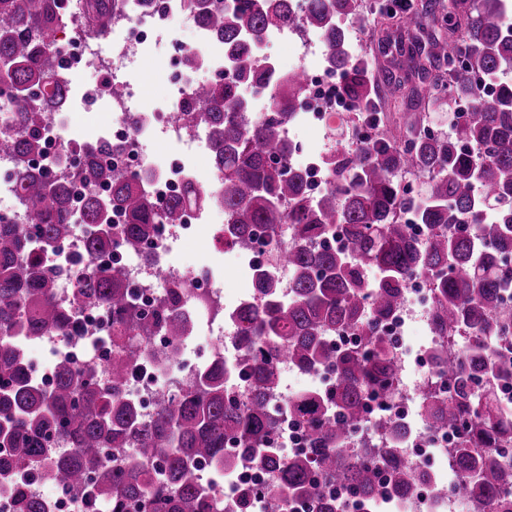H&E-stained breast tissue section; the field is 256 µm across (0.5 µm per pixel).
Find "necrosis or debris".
<instances>
[{
	"label": "necrosis or debris",
	"instance_id": "obj_1",
	"mask_svg": "<svg viewBox=\"0 0 512 512\" xmlns=\"http://www.w3.org/2000/svg\"><path fill=\"white\" fill-rule=\"evenodd\" d=\"M114 5L124 21L113 29L111 37L102 38L86 29H72L63 36L64 69L69 77L76 79L77 84L70 90L66 111L51 110L41 115L44 152L36 159V168L62 173L59 158L65 146L109 140L121 146L120 153L112 157L119 170L137 173L150 169L155 172L156 177L148 186L154 196L167 198L180 193L191 174L199 177L201 187L212 196H220V174L212 170L202 171L197 165L209 150L206 135H199L193 141L185 140L175 116L188 91L201 82L199 76L189 75L186 56L204 52L210 59V72L220 74L224 69L223 43L209 38L195 16L184 8L183 0H159L152 9L142 7L139 0H114ZM298 39L300 52L293 67L307 75L308 92L302 106L307 125L318 127L336 113L356 111V104L340 93L338 73L322 64L312 65L309 60L314 43L321 39L320 34L305 29L299 31ZM168 46L173 49L170 88L164 103L151 105L143 98L137 81L138 73L145 61L160 55ZM104 72L123 87L122 97L115 98L102 92L99 76ZM79 112L89 118L90 123L78 130L73 120ZM161 139L177 150L176 158L164 162L154 153L153 146ZM226 221L224 206L217 203L203 212L189 211L183 223L163 226L152 246L154 262L138 258L129 260L125 266L126 276L137 290L139 304L147 309L153 307L164 288L175 282L190 283L195 298L223 300L219 264L195 269L172 262L171 254L176 245L202 231L215 242L216 253H223ZM431 300L430 280L423 275L413 277L399 306L380 323L379 333L387 345L393 347L397 362L409 363L420 381L413 385L401 382L389 399L375 393L367 395L365 425L356 437L354 450H361L365 440L378 436L380 422L391 418L407 426L409 435L401 455L416 465L429 464L436 456L447 457L449 448L453 447L456 441L453 432L428 427L422 420L420 387L430 383L437 371L433 354L439 347V338L429 336L427 343L416 349L407 343L412 323L418 321L424 328H431L430 315H415L413 309L415 303ZM111 321L112 314L107 306L80 309L79 332L50 339L57 357L87 358L89 352L83 342L84 337L107 335ZM197 324L217 337L210 347L211 357L239 366L241 351L236 333L233 328L225 326L223 317L208 311L198 318ZM174 371V366L167 364L139 374L130 382L128 389L144 415L155 414L158 409L156 397L169 388Z\"/></svg>",
	"mask_w": 512,
	"mask_h": 512
}]
</instances>
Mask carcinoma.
<instances>
[{"instance_id": "carcinoma-1", "label": "carcinoma", "mask_w": 512, "mask_h": 512, "mask_svg": "<svg viewBox=\"0 0 512 512\" xmlns=\"http://www.w3.org/2000/svg\"><path fill=\"white\" fill-rule=\"evenodd\" d=\"M202 26L224 41V72L193 88L176 116L184 136L207 134L212 167L222 174L224 244L253 248L262 227L278 238L259 269L258 295L233 318L249 372L244 390L214 359L157 396L155 417H143L125 396L127 378L143 362L176 361L178 348L150 351L162 331L177 341L191 333L194 316L187 285L164 290L149 312L139 306L123 258L141 257L161 226L182 223L186 211H204L212 197L194 178L183 191L160 199L143 176L112 167V143L79 144L67 150L70 173L108 188L83 209L69 206L67 182L33 165L43 153L40 113L65 106L67 74L57 27L66 22L65 0H0V99L12 104L14 124L0 131V151L13 161L25 223H0V494L14 512H50L30 483L61 484L88 500L91 512H251L256 490L240 485L234 502L197 482L193 473H213L238 461L270 469L281 493L304 512H341L322 487L342 485L363 512L373 501L381 474L402 499L418 497L427 473L372 444L361 455L349 447L362 425L363 401L372 390L392 393L399 367L376 323L399 306L407 280L430 278L432 322L441 339L438 377L423 388L422 415L434 428L458 432L448 449L456 468L454 494L470 512H512V413L499 396L512 377V0H424L399 19L400 37L379 38L380 53L395 41L397 68L406 81L386 79L389 93L405 92L393 118L377 112L349 117L351 145L325 155L336 182L320 195L309 192L307 174L293 161L296 143L288 126L301 117L297 103L307 81L253 52L264 33L314 28L326 34L327 63L342 75V94L361 105L380 90L376 70L353 57L341 21L364 25V0H188ZM92 30L107 35L123 22L110 0H86ZM454 77L452 99L469 103L453 113L450 132L430 129L424 101L444 105L434 92L442 72ZM275 86L288 111L257 125L238 85ZM497 86L493 100L484 88ZM376 131L369 136L364 129ZM428 174L415 194L407 175ZM126 224L119 238L112 213ZM410 211L426 229L417 241L400 214ZM86 229L83 251L71 259L74 304L55 300L56 278L42 253L69 239L74 225ZM343 225L349 249L316 243ZM115 251L112 268L94 258ZM372 266L375 280L365 277ZM290 273L281 297L276 269ZM102 303L112 309V352L105 362L58 361L55 383L43 387L16 337L31 341L76 327L75 306ZM357 331L352 346L338 349V331ZM305 371L333 368L328 389H309L290 399L288 413L308 431L307 448L289 457L277 452L279 409L270 396L280 386V365Z\"/></svg>"}]
</instances>
